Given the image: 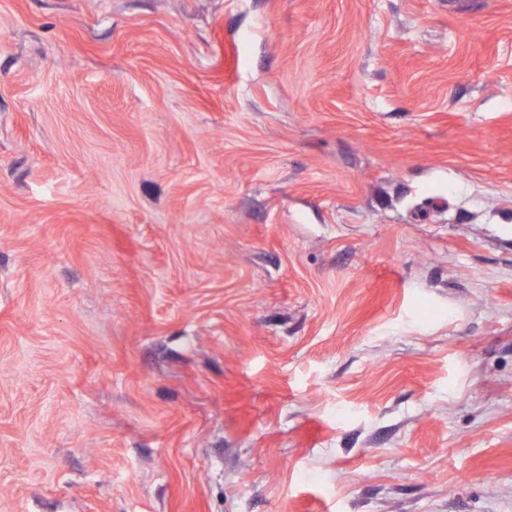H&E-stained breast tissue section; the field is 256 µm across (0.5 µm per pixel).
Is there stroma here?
<instances>
[{
  "instance_id": "35a3bbf8",
  "label": "stroma",
  "mask_w": 512,
  "mask_h": 512,
  "mask_svg": "<svg viewBox=\"0 0 512 512\" xmlns=\"http://www.w3.org/2000/svg\"><path fill=\"white\" fill-rule=\"evenodd\" d=\"M0 512H512V0H0Z\"/></svg>"
}]
</instances>
